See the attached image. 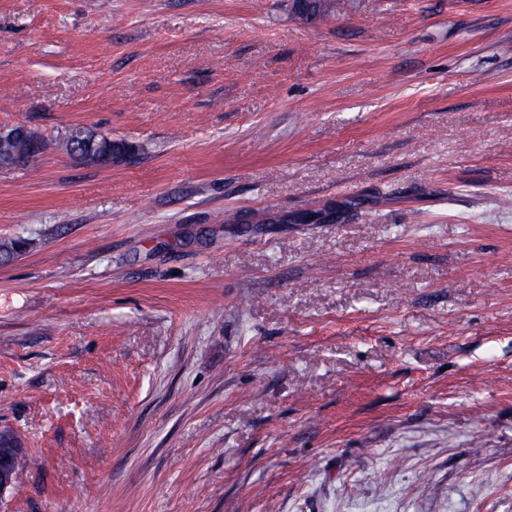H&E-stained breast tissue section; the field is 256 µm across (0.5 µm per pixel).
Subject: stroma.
Wrapping results in <instances>:
<instances>
[{"instance_id": "stroma-1", "label": "stroma", "mask_w": 512, "mask_h": 512, "mask_svg": "<svg viewBox=\"0 0 512 512\" xmlns=\"http://www.w3.org/2000/svg\"><path fill=\"white\" fill-rule=\"evenodd\" d=\"M20 123L0 512H512V0H0ZM5 138H20L25 139V142L30 141L32 148L41 154L48 148V143L45 139L32 136V131L23 124L0 127V139L4 140ZM116 144L120 145V148H116ZM138 152L139 146L135 142L129 140H123L119 142L115 141V139H112V157L106 153H103L100 156H94L91 154H80L77 152L73 153V157L89 165H95L102 168H111L129 162L138 154ZM4 447L0 448V493L14 484L16 469L23 454V448Z\"/></svg>"}]
</instances>
